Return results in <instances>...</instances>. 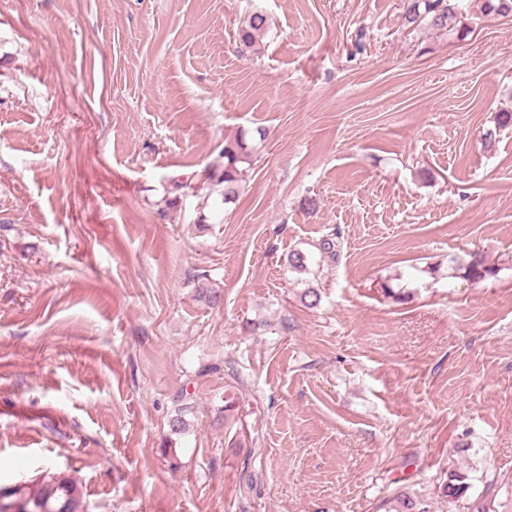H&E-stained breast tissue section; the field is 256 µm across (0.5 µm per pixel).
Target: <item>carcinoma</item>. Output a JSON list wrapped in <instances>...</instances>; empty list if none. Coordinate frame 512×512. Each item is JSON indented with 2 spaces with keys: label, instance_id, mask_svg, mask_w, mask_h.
<instances>
[{
  "label": "carcinoma",
  "instance_id": "carcinoma-1",
  "mask_svg": "<svg viewBox=\"0 0 512 512\" xmlns=\"http://www.w3.org/2000/svg\"><path fill=\"white\" fill-rule=\"evenodd\" d=\"M457 7L451 0H404V15L407 23L419 25L426 23L430 28L444 33L456 30ZM482 17L490 15L506 16L512 14V0H483ZM270 29L269 16L254 10L242 20L238 36L248 48L259 44ZM220 155L224 157V166L207 169L204 185L207 189L222 188L224 203L236 201L241 183L247 175V165L251 164L253 145L249 142L248 132L241 130L232 137L224 139V148ZM464 276L474 281H483L498 274V269L486 263L475 254L467 265L463 266ZM197 281L199 297L211 306L221 303L222 294L208 285L205 274L193 275ZM224 423L235 422L239 408L236 393L230 385L224 389ZM465 489L463 476L452 473L443 487V494L456 498ZM15 506L11 512H83L82 495L77 484L66 476L46 475L37 483L29 486L25 483L0 487V512L4 507Z\"/></svg>",
  "mask_w": 512,
  "mask_h": 512
}]
</instances>
